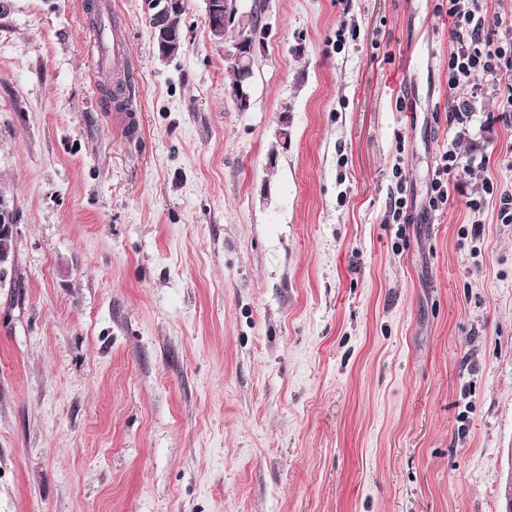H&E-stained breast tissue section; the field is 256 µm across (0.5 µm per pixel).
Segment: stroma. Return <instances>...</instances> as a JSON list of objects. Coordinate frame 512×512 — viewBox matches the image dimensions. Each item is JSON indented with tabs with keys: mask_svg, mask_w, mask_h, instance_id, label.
Masks as SVG:
<instances>
[{
	"mask_svg": "<svg viewBox=\"0 0 512 512\" xmlns=\"http://www.w3.org/2000/svg\"><path fill=\"white\" fill-rule=\"evenodd\" d=\"M106 2L133 127L87 0H0V512H501L512 112L448 122L442 0H260L243 112L205 0L169 59ZM100 53L102 58L112 53V70L123 72L124 74L125 70H128L130 73L136 71L127 43L118 24L112 26V45L102 42L100 45ZM458 173V156L453 149H448V152L441 155L440 164L435 169L432 178L431 193L428 198V208L430 211H436L441 205L448 202L451 180H457ZM16 225V211L0 192V287L3 286L14 265Z\"/></svg>",
	"mask_w": 512,
	"mask_h": 512,
	"instance_id": "35a3bbf8",
	"label": "stroma"
}]
</instances>
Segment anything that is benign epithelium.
Segmentation results:
<instances>
[{
    "label": "benign epithelium",
    "mask_w": 512,
    "mask_h": 512,
    "mask_svg": "<svg viewBox=\"0 0 512 512\" xmlns=\"http://www.w3.org/2000/svg\"><path fill=\"white\" fill-rule=\"evenodd\" d=\"M205 3L207 24L214 39H224V32L230 27L243 32L242 38L225 50V60L241 72V79L234 86L230 99L238 110L244 111L249 107L254 78V41L250 23L257 5L254 4L249 11L243 12L236 2L230 7L224 6V0H205ZM187 5L188 0H148V24L159 55L164 59L174 57L183 50V35L171 28L170 22L173 14L185 12ZM16 225V211L0 190V287L14 265Z\"/></svg>",
    "instance_id": "benign-epithelium-1"
}]
</instances>
